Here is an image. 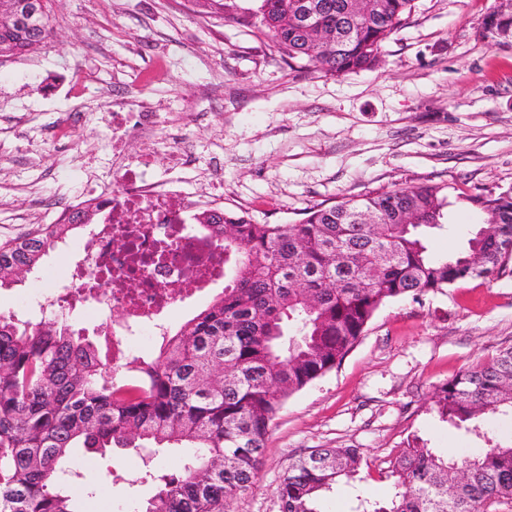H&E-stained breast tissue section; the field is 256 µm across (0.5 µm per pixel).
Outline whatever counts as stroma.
<instances>
[{
    "label": "stroma",
    "mask_w": 512,
    "mask_h": 512,
    "mask_svg": "<svg viewBox=\"0 0 512 512\" xmlns=\"http://www.w3.org/2000/svg\"><path fill=\"white\" fill-rule=\"evenodd\" d=\"M497 0H415L372 70L329 75L288 65L256 30L193 11L189 0H59L38 52L0 57V242L51 223V204L113 185L115 153L186 196L208 191L272 224L305 208L375 192L445 184L512 191V39L483 35ZM224 97L223 111L210 97ZM158 114L156 137L121 135L113 107ZM428 245L458 250L478 219L453 202ZM84 229L21 282L0 313L40 321L46 287H67ZM512 346V274L391 301L339 365L288 398L256 484L229 512H280L275 488L316 448L360 449V490L393 493L388 460L417 435L444 454L483 439L439 420L437 388ZM83 484L111 490L109 512H136L173 473L163 454L116 449L79 458Z\"/></svg>",
    "instance_id": "obj_1"
}]
</instances>
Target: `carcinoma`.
<instances>
[{"instance_id":"1","label":"carcinoma","mask_w":512,"mask_h":512,"mask_svg":"<svg viewBox=\"0 0 512 512\" xmlns=\"http://www.w3.org/2000/svg\"><path fill=\"white\" fill-rule=\"evenodd\" d=\"M55 0L36 26H16L0 9V56L38 50L51 37ZM202 14L252 26L288 61L332 75L371 69L382 43L411 14L414 0H371L370 23L350 0H315L318 27L285 26L299 0H258L229 16L228 0H191ZM341 26L336 44L322 31ZM448 186L368 193L312 206L296 224L261 222L224 208L200 211L224 244V291L163 336L157 357L132 358L112 375V354L82 330L56 320L21 323L0 313V512H80L67 478H82L74 452L114 448L177 455L180 473L150 475L157 492L139 512H227L228 500L256 483L269 430L295 392L340 363L386 303L491 279L512 263V192L471 195L482 223L461 251L432 255L426 239L449 221ZM373 213L378 224L352 215ZM89 206L67 224H45L0 244V287L24 278L69 234L94 221ZM441 421L484 438L470 455H442L416 435L388 461L394 494L356 496L352 512H487L512 501V441L485 437L482 421L512 415V346L438 387ZM357 448H317L300 457L275 489L281 512H319L322 495L363 481Z\"/></svg>"}]
</instances>
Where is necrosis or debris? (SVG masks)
I'll use <instances>...</instances> for the list:
<instances>
[{
    "instance_id": "necrosis-or-debris-1",
    "label": "necrosis or debris",
    "mask_w": 512,
    "mask_h": 512,
    "mask_svg": "<svg viewBox=\"0 0 512 512\" xmlns=\"http://www.w3.org/2000/svg\"><path fill=\"white\" fill-rule=\"evenodd\" d=\"M119 179L120 188H96L82 199L102 221L81 248L79 283L44 295L47 310L104 320L117 370L140 337L165 334L174 308L224 281L223 246L188 229L183 218L196 211V201L141 176L131 163L121 165ZM93 278L100 287H88Z\"/></svg>"
}]
</instances>
